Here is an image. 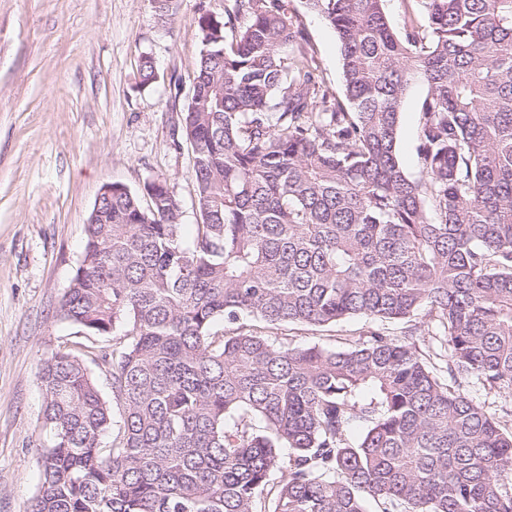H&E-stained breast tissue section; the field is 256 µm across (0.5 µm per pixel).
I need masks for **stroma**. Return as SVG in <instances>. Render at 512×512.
Here are the masks:
<instances>
[{"mask_svg": "<svg viewBox=\"0 0 512 512\" xmlns=\"http://www.w3.org/2000/svg\"><path fill=\"white\" fill-rule=\"evenodd\" d=\"M208 2L177 0L163 28L150 0H0V512H28L39 484L36 450L50 443L40 423V366L85 340L58 310L102 186L118 182L138 192L145 182H167L181 206L182 241L195 237L192 155L173 144L187 98L176 95L170 77L191 75L201 50L196 19ZM291 7L329 93L342 96L334 31L302 0ZM146 52L159 78L142 90L138 68ZM425 93V84L414 82L401 114L398 153L413 179L421 176ZM245 323L264 336L332 347L374 328L390 336H424L432 328L422 315L406 324L357 317L322 331L273 329L252 317Z\"/></svg>", "mask_w": 512, "mask_h": 512, "instance_id": "35a3bbf8", "label": "stroma"}]
</instances>
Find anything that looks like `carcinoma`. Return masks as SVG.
<instances>
[{
    "mask_svg": "<svg viewBox=\"0 0 512 512\" xmlns=\"http://www.w3.org/2000/svg\"><path fill=\"white\" fill-rule=\"evenodd\" d=\"M231 2L198 17L177 122L192 244L161 180L140 195L114 182L90 213L59 315L112 348L42 363L51 442L30 512H512V425L457 386L512 392V0H412L402 33L385 0H304L336 33L342 100L289 0ZM151 4L167 27L176 0ZM157 77L143 54L139 86ZM416 80L419 181L398 155ZM422 311L447 380L411 332L336 348L239 323ZM89 361L122 410L110 446Z\"/></svg>",
    "mask_w": 512,
    "mask_h": 512,
    "instance_id": "cac0c4a2",
    "label": "carcinoma"
}]
</instances>
